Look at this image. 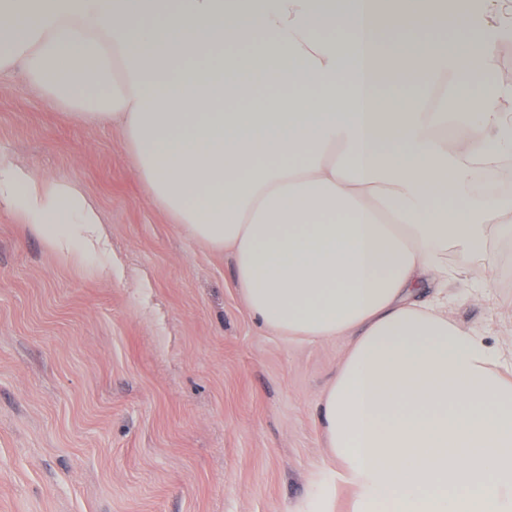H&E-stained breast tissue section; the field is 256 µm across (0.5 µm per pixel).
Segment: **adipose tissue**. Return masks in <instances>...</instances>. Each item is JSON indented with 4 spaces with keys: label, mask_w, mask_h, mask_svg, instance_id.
Wrapping results in <instances>:
<instances>
[{
    "label": "adipose tissue",
    "mask_w": 512,
    "mask_h": 512,
    "mask_svg": "<svg viewBox=\"0 0 512 512\" xmlns=\"http://www.w3.org/2000/svg\"><path fill=\"white\" fill-rule=\"evenodd\" d=\"M435 16L429 0H0V73L23 65L71 120L118 124L153 203L231 252L261 324L351 337L321 399L351 512H512V360L433 287L449 251L480 262L512 239V200L460 190L473 159L512 152V80L482 64L494 36L443 54L387 37ZM0 207L66 263L107 246L79 181L0 160Z\"/></svg>",
    "instance_id": "1"
}]
</instances>
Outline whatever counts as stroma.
<instances>
[{
	"mask_svg": "<svg viewBox=\"0 0 512 512\" xmlns=\"http://www.w3.org/2000/svg\"><path fill=\"white\" fill-rule=\"evenodd\" d=\"M435 8L467 19L390 39L501 41L512 27V0ZM0 158L79 180L111 230L105 255L73 267L0 209V512H314L321 498L350 512L321 423L349 337L262 326L231 254L154 205L122 129L73 122L19 67L0 75ZM448 268L449 320L512 354V242Z\"/></svg>",
	"mask_w": 512,
	"mask_h": 512,
	"instance_id": "35a3bbf8",
	"label": "stroma"
}]
</instances>
